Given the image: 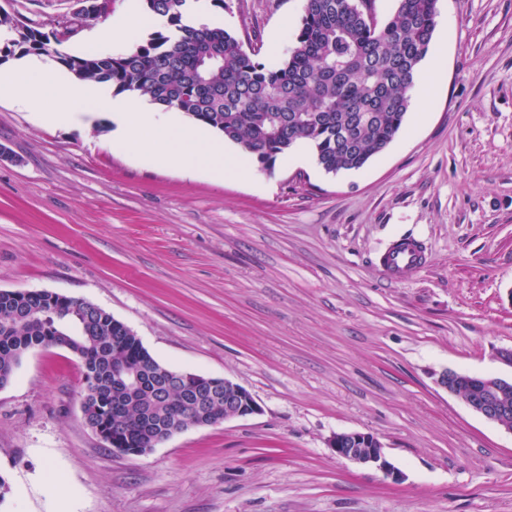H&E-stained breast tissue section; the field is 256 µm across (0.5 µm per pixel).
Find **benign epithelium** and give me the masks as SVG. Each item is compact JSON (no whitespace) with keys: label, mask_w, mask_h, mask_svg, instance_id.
<instances>
[{"label":"benign epithelium","mask_w":512,"mask_h":512,"mask_svg":"<svg viewBox=\"0 0 512 512\" xmlns=\"http://www.w3.org/2000/svg\"><path fill=\"white\" fill-rule=\"evenodd\" d=\"M435 383L463 400L473 412L503 430L512 433V376L473 375L445 369L434 373ZM205 384L212 394L224 393V418L243 417L260 411L251 393L223 377L206 376L188 371L173 374L172 384L183 387ZM336 456L380 470L385 476L399 479L400 472L386 459L378 437L361 432H340L329 440Z\"/></svg>","instance_id":"7a95c632"}]
</instances>
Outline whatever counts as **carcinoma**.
<instances>
[{
	"label": "carcinoma",
	"mask_w": 512,
	"mask_h": 512,
	"mask_svg": "<svg viewBox=\"0 0 512 512\" xmlns=\"http://www.w3.org/2000/svg\"><path fill=\"white\" fill-rule=\"evenodd\" d=\"M169 29L119 54L60 55L79 80L107 83L173 108L224 135L262 171L299 143L328 174L360 170L402 131L410 91L437 27L438 0H395L379 23L375 0H304L295 46L274 64L222 27L188 25L189 0H144ZM6 54L55 53L49 34L0 17ZM59 343L82 363L85 423L124 436L123 451L157 446L142 425L224 421V400L195 406L192 386L169 390V367L131 328L82 298L0 290V386L23 357Z\"/></svg>",
	"instance_id": "cac0c4a2"
}]
</instances>
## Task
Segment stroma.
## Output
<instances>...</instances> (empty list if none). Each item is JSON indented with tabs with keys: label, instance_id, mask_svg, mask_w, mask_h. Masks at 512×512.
I'll return each instance as SVG.
<instances>
[{
	"label": "stroma",
	"instance_id": "obj_1",
	"mask_svg": "<svg viewBox=\"0 0 512 512\" xmlns=\"http://www.w3.org/2000/svg\"><path fill=\"white\" fill-rule=\"evenodd\" d=\"M24 24L106 19L73 0H0ZM438 84L363 169L325 174L307 146L244 182L184 176L112 151L106 112L68 127L0 99V289L91 301L160 363L246 388L257 414L151 452L84 422L80 359L28 354L0 389V512H512V434L438 387L500 374L512 346V0H439ZM303 0H224V27L276 60ZM415 239L427 265L390 281ZM377 436L400 480L336 457ZM74 498L45 492L52 477ZM423 262V254L414 252L410 248H403L398 251H392L387 262L381 259L380 264L390 278H394L397 274L406 271L418 270Z\"/></svg>",
	"mask_w": 512,
	"mask_h": 512
}]
</instances>
